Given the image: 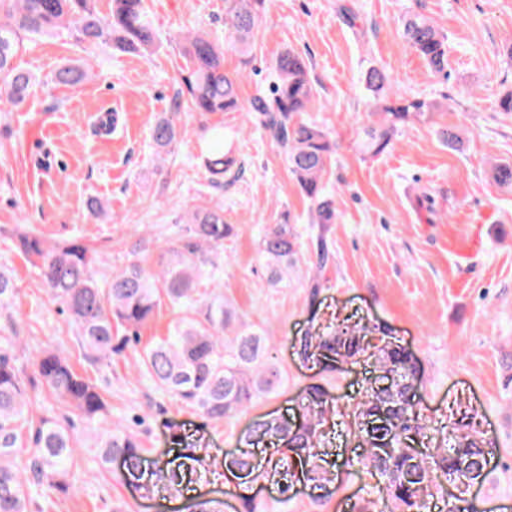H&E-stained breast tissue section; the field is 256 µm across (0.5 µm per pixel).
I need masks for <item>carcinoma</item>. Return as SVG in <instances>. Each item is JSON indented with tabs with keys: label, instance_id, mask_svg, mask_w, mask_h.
Instances as JSON below:
<instances>
[{
	"label": "carcinoma",
	"instance_id": "cac0c4a2",
	"mask_svg": "<svg viewBox=\"0 0 512 512\" xmlns=\"http://www.w3.org/2000/svg\"><path fill=\"white\" fill-rule=\"evenodd\" d=\"M109 16L97 10L93 0H0V99L13 108L26 100L32 76L14 67L13 60L26 36L52 35L74 28L78 39L90 46L112 42L116 46L148 54L157 46V34L148 17L144 0H111ZM266 0H224V39L235 47L249 65V50L259 28ZM402 36L428 63L432 72L446 73L448 39L424 15L413 14L403 23ZM182 83L192 109L204 116L241 112L238 93L241 73L224 71V48L209 36L195 32L185 37ZM275 76L268 97L256 96L255 110L261 124L281 146L288 171L310 201V223L317 226L316 276L311 279V297L322 288L320 273L331 260L327 246L330 225L336 223V207L325 181L328 162L335 149L329 134L304 117L311 110L315 87L307 59L292 48L284 49L273 64ZM86 73L76 65H64L52 75L56 85L80 83ZM372 93L377 121L364 130L361 151L382 154L399 133V126L432 113L434 105L424 99L395 96L390 76L378 67L364 75ZM168 117L155 121L150 139L162 153L179 136ZM234 160L224 151V132L215 131L208 148V187L224 188V175H235ZM237 228L224 218V204L201 199L188 212L186 227L161 250L158 269L142 265L143 242L133 245L126 264L104 281L91 273L93 251L78 236L52 243L36 231L20 236V251L33 260L41 284L58 299L75 331L87 362L112 361L127 347L130 337L153 315L160 296L185 310L174 334L144 350L139 365L154 388L179 399L206 419L219 423L236 417L259 398L283 385V373L273 347L263 332L245 325L225 299L200 300L202 281L214 280L224 241ZM299 237L293 225L272 224L262 229L258 256L273 288L288 285V275L297 261ZM16 297L12 278L0 272V310L8 309ZM384 333L378 325L353 321L336 322L331 331L309 330L298 337L300 352L332 362L356 363L373 359L376 371L384 372L391 384L365 388L353 408L351 435L367 449L363 468L378 478L382 508L379 512H425L427 498L439 480L454 470L458 456L475 460L484 472V439L476 428V410L465 411L437 429L441 437L429 435L431 428L411 394L418 366L400 346L376 345L371 340ZM17 336L0 338V512H29L32 487L48 484L65 492L63 478L74 462L77 441L68 427L47 419L34 429L32 447L25 463L18 462L21 429L28 423L29 406L17 364ZM31 383L40 395L70 408L93 423L106 409L104 395L79 374L69 358L57 349L44 348L34 356ZM306 412L296 422L277 418L258 419L246 430L247 445L276 450L270 459L273 475L288 494L298 475L320 487L332 482L320 464L321 444L328 415L339 414L329 397L327 383L312 382L302 395ZM374 417L379 425L363 426ZM392 437L393 447L380 448L378 441ZM143 448L133 432L107 429L99 434L96 457L103 465L120 456L125 462L126 481H141ZM238 478L259 477L243 451L225 462Z\"/></svg>",
	"mask_w": 512,
	"mask_h": 512
}]
</instances>
